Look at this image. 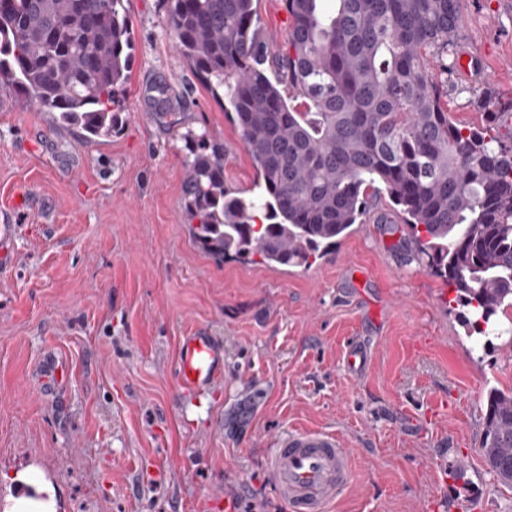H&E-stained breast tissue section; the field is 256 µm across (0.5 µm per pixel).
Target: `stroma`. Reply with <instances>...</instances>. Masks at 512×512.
<instances>
[{"mask_svg":"<svg viewBox=\"0 0 512 512\" xmlns=\"http://www.w3.org/2000/svg\"><path fill=\"white\" fill-rule=\"evenodd\" d=\"M269 51L283 45V0H256ZM131 82L111 138L84 142L0 88V224H17L0 270V510L10 473L37 467L60 512H290L265 460L291 428L335 431L351 483L332 512H512V488L479 441L490 387H512V337L482 350L447 303L454 293L415 258L387 194L308 268L215 260L192 240L180 133L224 147V181L256 180L220 95L179 55L162 0H126ZM453 48L488 80L449 75L454 122L512 142V0H463ZM167 89L158 103L156 85ZM224 349L212 388L181 389V336ZM369 340L359 376L348 337ZM61 363L58 387L41 380ZM447 401L445 416L430 412ZM371 363V350L361 339H353L346 346L343 356L344 369L351 375L363 374Z\"/></svg>","mask_w":512,"mask_h":512,"instance_id":"obj_1","label":"stroma"}]
</instances>
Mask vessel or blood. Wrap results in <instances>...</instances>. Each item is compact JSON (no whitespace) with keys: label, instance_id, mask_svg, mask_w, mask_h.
<instances>
[{"label":"vessel or blood","instance_id":"1","mask_svg":"<svg viewBox=\"0 0 512 512\" xmlns=\"http://www.w3.org/2000/svg\"><path fill=\"white\" fill-rule=\"evenodd\" d=\"M370 363L364 340L346 345L343 366L349 374H363ZM223 365L224 352L207 333L197 331L180 341L175 370L183 387H209L220 378ZM267 466L276 495L288 501L292 512H326L349 485L351 451L335 432L295 428L278 436Z\"/></svg>","mask_w":512,"mask_h":512}]
</instances>
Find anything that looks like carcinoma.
Segmentation results:
<instances>
[{"label":"carcinoma","instance_id":"obj_1","mask_svg":"<svg viewBox=\"0 0 512 512\" xmlns=\"http://www.w3.org/2000/svg\"><path fill=\"white\" fill-rule=\"evenodd\" d=\"M322 2L284 0L270 59L254 0H166L179 53L223 90L260 179L250 197L229 189L224 151L187 131L192 238L219 260L305 267L384 192L486 347L512 308V146L441 104L461 0ZM132 63L123 0H0V86L87 143L112 137ZM480 447L512 488V387L488 391Z\"/></svg>","mask_w":512,"mask_h":512}]
</instances>
